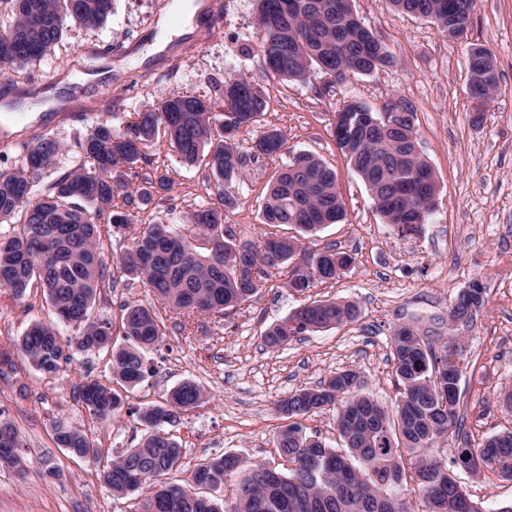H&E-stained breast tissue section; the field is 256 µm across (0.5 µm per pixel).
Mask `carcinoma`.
Segmentation results:
<instances>
[{"label":"carcinoma","instance_id":"obj_1","mask_svg":"<svg viewBox=\"0 0 512 512\" xmlns=\"http://www.w3.org/2000/svg\"><path fill=\"white\" fill-rule=\"evenodd\" d=\"M461 0H390L399 11L431 20L443 34L454 24ZM10 20H0V63L25 69L39 61L62 37L67 23L96 28L111 15L114 0H0ZM257 51L267 71L285 80L307 82L318 74L338 82L354 74L368 75L392 62L387 47L361 23L350 0H256ZM469 56V93L484 98L498 84L497 75L483 78L484 62L491 52L475 47ZM265 109V100L252 84L224 80L223 111L210 102L169 92L155 108L137 113L122 129L101 120L75 143L84 163L61 175L47 194L35 196L43 172L56 162L62 144L41 133L23 145L22 163L0 169V223L18 218L17 228L0 237V293L18 303L30 288L42 289L57 320L79 329L74 345L84 352H107L114 389L96 379L84 378L77 386L79 399L99 419H115L125 402L119 389H132L145 378L143 351L164 336L165 326L152 305L122 306L123 344L113 343V324L93 315L97 295L110 285L102 257L99 226L108 219L115 229L130 228L134 210L154 196L171 190L172 179L160 174L148 187H133L137 165L148 161L159 133L167 136L168 149L192 166L205 156L213 175L210 207L192 213L202 254L172 225L158 218L144 225L115 255L124 275L137 279L156 293V299L185 319L197 315H224L248 302L272 276L286 270L287 286L304 292L337 277L332 259L353 257L328 246L319 252L305 240L327 224L344 219V205L336 187V173L316 154L300 151L270 180L260 208V220L270 226L292 225L296 234L276 235L259 242H238L224 230V218L239 206L229 184L241 178L245 156L234 143V132L254 125ZM348 118L345 140L337 147L363 182L379 185L377 210L385 215L405 211L402 234L421 218L429 222L437 208L430 190L431 167L418 156L402 164L395 156L398 140L391 121L414 127V112L401 102L388 103L379 114L350 102L336 112ZM286 136L278 129L263 131L252 146L253 155L279 152ZM122 197L127 212H112L114 199ZM273 249L280 261H268ZM359 309L351 301H313L304 304L264 332L265 346L279 348L298 336L351 324ZM448 317L452 323L469 322L474 313L457 297ZM402 330L413 344L401 352L391 343L399 395L388 409L361 393L360 374L336 372L313 387L296 390L281 400L276 410L291 423L276 435L275 448L290 467L254 465L238 486L236 497L219 503L203 494L224 486L238 467V457L224 454L198 464L192 483L164 480L179 466L182 448L163 431L178 414L200 405V385L185 381L175 387L166 405L139 414L147 432L140 442L104 466L99 480L114 495L127 496L156 482L141 512H412L405 490L416 485L425 512H481L458 480L448 448L459 444L470 449L474 462L465 474L475 477L496 467L512 480V431L487 438L477 447L460 414L459 381L453 374L443 381L437 372L455 357L463 370L467 351L461 337L434 342L418 330ZM52 326L30 325L17 340L0 345V378L17 374L27 364L46 375L57 376L70 362ZM336 408V430L345 447L328 446L304 431L299 419L328 407ZM58 447L70 455L100 461V450L86 433L58 426ZM0 464L22 465L20 440L13 423L0 419Z\"/></svg>","mask_w":512,"mask_h":512}]
</instances>
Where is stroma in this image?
Returning a JSON list of instances; mask_svg holds the SVG:
<instances>
[{
	"label": "stroma",
	"instance_id": "stroma-1",
	"mask_svg": "<svg viewBox=\"0 0 512 512\" xmlns=\"http://www.w3.org/2000/svg\"><path fill=\"white\" fill-rule=\"evenodd\" d=\"M182 0H116L98 29L69 25L61 40L33 67L0 65V169L21 161L22 142L43 131L54 134L65 152L45 173L37 192L80 163L73 145L100 119L121 128L137 113L155 108L161 94L193 95L217 104L227 78L259 89L266 110L258 124L240 129L236 141L249 151L264 130H282L287 141L277 154L248 159L234 183L240 206L225 225L238 240L260 241L269 233L258 205L272 172L293 154H318L336 173L345 218L307 240L312 251L336 246L354 258L339 278L299 294L274 273L250 302L224 318L197 316L187 331L167 318L166 334L146 353L147 378L129 390L131 413L101 420L77 396L83 377L105 379L108 359L98 352L72 354L59 376L33 369L0 380V418L18 428L26 450L25 471L0 465V512H139L150 487L114 496L99 481L94 463L75 460L52 440L56 422L85 431L105 458L134 447L145 430L137 413L161 405L183 381L199 383L201 406L184 412L166 431L182 448L173 479L189 480L197 464L225 453L239 457L238 476L226 480L216 498L232 499L241 477L264 462L277 465L276 434L287 420L277 403L333 373L354 370L364 390L384 405L396 400L391 337L402 325L439 338L461 336L468 353L460 381L461 409L476 441L512 430V415L499 402L512 392V0H476L467 33L442 34L430 20L395 10L389 0H351L361 22L385 44L393 63L344 82L318 77L303 83L269 73L257 53L255 0H200L201 12L186 20ZM223 24L209 32L207 14ZM480 45L492 53L498 74L493 102L474 121L468 95V50ZM375 112L401 101L414 112L422 156L439 186L437 209L414 235L401 236L385 223L371 195L336 147L334 117L349 102ZM146 175L169 173L171 199L150 203L132 220L156 215L194 240L193 211L211 201L208 167L182 165L158 139ZM485 288L484 305L473 321L450 326L448 311L472 281ZM141 282L119 277L117 287L96 298L95 312L120 323V306L150 302ZM354 302L353 324L297 337L273 349L262 341L265 329L301 305L315 300ZM52 312L41 289L0 307V340L18 338L33 322ZM56 476H49L48 468ZM460 481L483 512L512 505V480L498 470Z\"/></svg>",
	"mask_w": 512,
	"mask_h": 512
}]
</instances>
